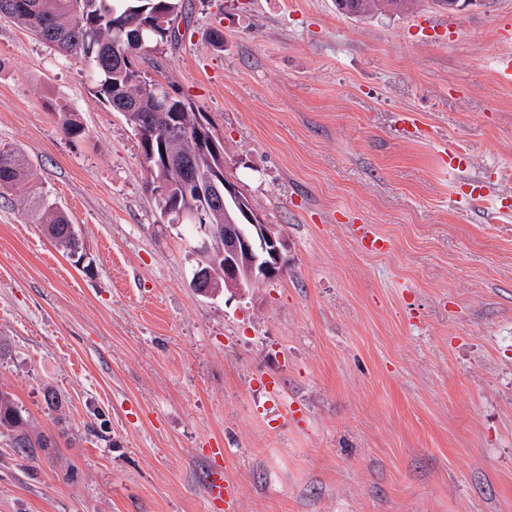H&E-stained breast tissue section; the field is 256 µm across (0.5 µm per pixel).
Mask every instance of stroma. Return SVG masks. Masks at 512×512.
I'll return each instance as SVG.
<instances>
[{
	"label": "stroma",
	"instance_id": "obj_1",
	"mask_svg": "<svg viewBox=\"0 0 512 512\" xmlns=\"http://www.w3.org/2000/svg\"><path fill=\"white\" fill-rule=\"evenodd\" d=\"M183 6L158 78L223 140L283 273L195 292V230L160 220L122 115L0 19V147L92 260L0 196V391L53 439L30 461L0 437V512H229L214 473L230 512H512V0ZM341 1H349L352 14H356L359 17H368L373 16L377 13L389 12L390 9L395 10H410L417 0H341ZM401 2L404 4L403 9L396 8V3ZM355 3L357 7H355Z\"/></svg>",
	"mask_w": 512,
	"mask_h": 512
}]
</instances>
